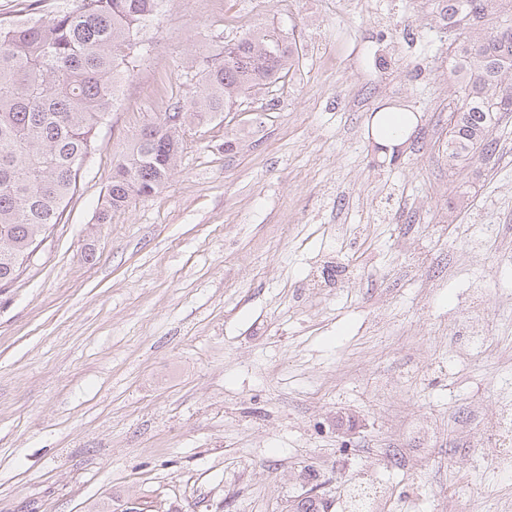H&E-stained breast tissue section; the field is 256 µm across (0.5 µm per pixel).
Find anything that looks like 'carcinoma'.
I'll return each instance as SVG.
<instances>
[{
  "label": "carcinoma",
  "instance_id": "obj_1",
  "mask_svg": "<svg viewBox=\"0 0 512 512\" xmlns=\"http://www.w3.org/2000/svg\"><path fill=\"white\" fill-rule=\"evenodd\" d=\"M47 19H0V289L11 287L52 227L62 223L97 129L129 70L148 55L143 39L165 0H72ZM512 0H446L456 98L449 111L448 170L493 153L494 122L512 113ZM258 25L210 55L213 63L187 103L175 102L141 128L116 159L97 223L134 196L161 192L175 170L184 126L224 120L255 89L290 74L296 39Z\"/></svg>",
  "mask_w": 512,
  "mask_h": 512
}]
</instances>
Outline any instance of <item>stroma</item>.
Here are the masks:
<instances>
[{
	"label": "stroma",
	"mask_w": 512,
	"mask_h": 512,
	"mask_svg": "<svg viewBox=\"0 0 512 512\" xmlns=\"http://www.w3.org/2000/svg\"><path fill=\"white\" fill-rule=\"evenodd\" d=\"M438 0H166L63 223L0 290V512H502L484 423L512 398V113L444 153ZM257 22L289 78L188 127L162 193L96 218L112 159ZM420 123L386 158L373 114ZM490 348L473 346L478 326ZM355 502H348L344 506V511L352 512L353 509H362L365 512H384L386 500V491L377 486L367 485L363 489L357 490Z\"/></svg>",
	"instance_id": "stroma-1"
}]
</instances>
